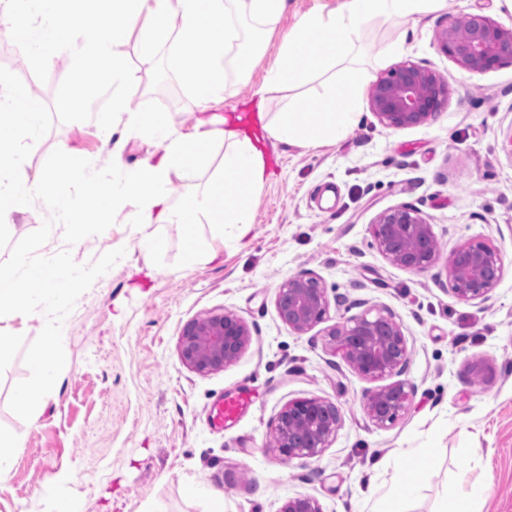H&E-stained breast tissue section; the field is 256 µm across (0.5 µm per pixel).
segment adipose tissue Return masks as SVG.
I'll use <instances>...</instances> for the list:
<instances>
[{
    "label": "adipose tissue",
    "instance_id": "adipose-tissue-1",
    "mask_svg": "<svg viewBox=\"0 0 512 512\" xmlns=\"http://www.w3.org/2000/svg\"><path fill=\"white\" fill-rule=\"evenodd\" d=\"M10 10L0 13V24L19 26L18 48L24 55L52 58L67 49L74 56L76 75L82 80L80 103L91 98L93 85L111 86L112 111L101 120L103 137H110L116 124L127 135L147 130L157 142L159 153L144 158L135 169L115 164L112 181L100 186L89 172L79 171L97 200L99 211L125 205L135 210L136 222L146 249L159 248L149 229L155 224H181L213 228L212 244L200 245L195 234L184 239L185 265L203 259L219 260L225 252L242 247L253 224L249 198L259 192L267 178L263 145L273 140L282 144L302 143L317 147L344 138L359 121L361 100L369 80L366 71L344 68L363 28L374 18L407 20L438 7L442 0H341L328 13L311 12L302 17L295 34L287 40L277 64L266 74L257 90V126L244 123L242 116L211 112L210 105L223 97L226 74L244 75L259 40L240 35L241 17L272 19L288 8V0H8ZM143 14L145 23L139 40L143 56H152L160 37L172 35L166 57L170 72L182 74L196 92L200 112L189 134H174L162 112H139L132 108L133 79L125 68L120 49L128 37L125 17L129 11ZM94 27L91 38L75 42L85 27ZM207 32V42H196L198 32ZM338 65L316 101L314 111L300 106L268 117L264 107L270 93L302 84L310 73ZM92 74L93 84L83 81ZM223 142L216 188L198 197L193 205L179 209L170 202L173 180H193L207 156L206 148Z\"/></svg>",
    "mask_w": 512,
    "mask_h": 512
}]
</instances>
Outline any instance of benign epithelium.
Returning <instances> with one entry per match:
<instances>
[{
  "label": "benign epithelium",
  "mask_w": 512,
  "mask_h": 512,
  "mask_svg": "<svg viewBox=\"0 0 512 512\" xmlns=\"http://www.w3.org/2000/svg\"><path fill=\"white\" fill-rule=\"evenodd\" d=\"M440 48L473 74L512 65V29L488 17L471 15L464 25L452 22L438 35ZM449 80L415 63L403 62L371 85V109L386 128L402 129L426 123L448 105ZM377 248L394 265L422 273L439 259L431 224L415 208L389 209L370 225ZM448 284L461 301H484L503 276L499 247L469 242L455 248L446 259ZM329 306L327 290L309 273L288 278L278 288L276 307L281 320L294 331H307L323 320ZM250 343L243 318L232 310L189 321L179 342L182 361L206 374L236 361ZM326 345L361 376L383 380L401 375L408 363V339L402 324L390 314L369 308L360 315L331 326ZM415 388L406 380L380 386L363 397L361 406L375 425L385 427L408 409ZM342 423L341 408L322 398L289 401L279 411L272 428L274 450L292 461L322 454ZM279 512H322L311 497H290Z\"/></svg>",
  "instance_id": "1"
}]
</instances>
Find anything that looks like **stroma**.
Masks as SVG:
<instances>
[{
	"instance_id": "obj_1",
	"label": "stroma",
	"mask_w": 512,
	"mask_h": 512,
	"mask_svg": "<svg viewBox=\"0 0 512 512\" xmlns=\"http://www.w3.org/2000/svg\"><path fill=\"white\" fill-rule=\"evenodd\" d=\"M338 3L289 0L265 24L245 18L265 49L244 79H229L215 111L249 100L298 20ZM471 14L512 28L505 0H447L410 20H372L352 66L375 78L403 61L433 69L450 82L447 108L394 130L379 124L365 100L361 123L343 140L271 147V176L251 201V243L223 261L184 270L179 224L153 225L162 248L142 251L129 207L104 233L72 246L62 226H53L41 256L67 249L88 264L120 247L126 253L65 318L67 365L40 415L27 421L8 402L29 375L24 353L46 317L0 318L14 330L0 351V436L14 447L0 477V512H279L296 496L316 498L323 512H364L374 467L380 490L417 483L411 512H439L462 475L493 486L474 512H512V66L472 74L441 52L439 32ZM128 24L121 53L137 109L168 113L174 131L188 133L197 100L183 76L166 69L168 41L146 59L138 49L142 18ZM15 43L8 29L0 66L53 106L70 53L19 63ZM57 148L97 169L112 159L96 119L57 120L22 165L27 187ZM400 205L418 209L432 227L441 259L426 272L393 265L370 234L382 212ZM469 241L504 252L503 277L483 302L459 301L448 289L445 259ZM302 272L320 278L329 309L324 322L299 333L282 322L275 299L279 285ZM369 308L403 325L410 349L403 377L416 387L411 408L383 428L361 407L376 382L325 346L328 326ZM227 310L248 324L247 349L223 370L193 371L179 355L184 325ZM243 390L251 396L247 412L213 428L212 403ZM311 397L340 405L342 424L321 456L285 460L269 450V432L284 404ZM48 483L55 493L41 497Z\"/></svg>"
}]
</instances>
